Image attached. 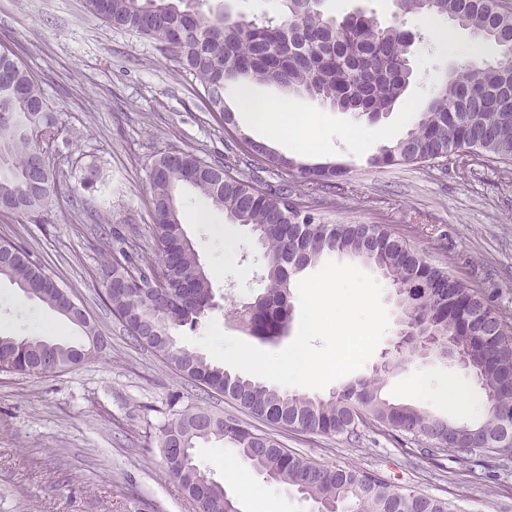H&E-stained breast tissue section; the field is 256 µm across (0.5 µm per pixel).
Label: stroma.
<instances>
[{"label": "stroma", "instance_id": "1", "mask_svg": "<svg viewBox=\"0 0 512 512\" xmlns=\"http://www.w3.org/2000/svg\"><path fill=\"white\" fill-rule=\"evenodd\" d=\"M323 9L339 18L371 12L382 24L397 23L414 33V78L394 111L374 123L360 113L295 96L297 109L312 113L320 124L322 151L305 157V164L346 168L345 193L314 194L273 167L262 172V179L288 184L291 202L317 209L331 223L385 225L428 261L483 289L493 308L512 318V165L479 160L461 170L429 162L368 163L387 145L380 132L395 140L406 136L397 125L399 112H423L448 71L464 64L469 54H476L479 65L492 66L501 61V50L462 28L456 31V48L439 44L419 18H398L394 0H323ZM0 44L10 46L37 76L62 126V144L52 156L59 181L51 204L33 220L0 214V240L20 245L38 260L104 340L101 353L75 367L30 375L0 372V512H194L166 472L156 445L159 428L171 419L174 404L224 417L242 411L222 396L201 393L133 340L113 319L99 272L104 255L120 240L133 248L136 259L157 260L148 235L153 222L149 173L163 153L182 150L208 162L230 163L240 177L253 172L237 162L236 143L206 108L192 75L154 41L88 15L83 0H0ZM92 168L98 172L97 187L87 192L81 182ZM198 206V200H186L181 216L217 289L211 319L259 349L281 350L295 337L298 320H291L283 336L263 341L229 313L263 289L255 279L258 247L246 227L230 223L218 208H209L206 221L198 222ZM106 210L112 215L108 224L99 219ZM229 237L236 248L228 258L224 244ZM246 253L252 259L245 263ZM382 302L390 326L373 355L321 389V396L376 377L400 327L391 288H384ZM0 336L72 344L85 339L79 326L24 297L5 279L0 280ZM448 376L481 394L467 371L430 356L385 376L382 396L452 423L471 421V414L410 390L413 379L434 386ZM272 434L285 448L320 464L378 472L396 489L447 499L460 512H512V465L491 472L484 464L450 457L412 460L407 448L386 434L356 444L283 428ZM195 453L235 498L239 512L252 507L225 481L228 458L250 471L276 512H313L311 502L296 492L251 472L231 446L203 442Z\"/></svg>", "mask_w": 512, "mask_h": 512}]
</instances>
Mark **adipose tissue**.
<instances>
[{
	"mask_svg": "<svg viewBox=\"0 0 512 512\" xmlns=\"http://www.w3.org/2000/svg\"><path fill=\"white\" fill-rule=\"evenodd\" d=\"M237 112L243 114L252 126L273 134H287L288 145L299 154L320 151L316 122L308 113L298 111L292 103L279 100L272 104L257 103L248 83H241L234 101Z\"/></svg>",
	"mask_w": 512,
	"mask_h": 512,
	"instance_id": "ef3b65f1",
	"label": "adipose tissue"
}]
</instances>
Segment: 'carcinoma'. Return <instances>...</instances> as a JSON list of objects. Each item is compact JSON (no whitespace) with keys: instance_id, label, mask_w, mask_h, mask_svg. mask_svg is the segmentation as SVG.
<instances>
[{"instance_id":"carcinoma-1","label":"carcinoma","mask_w":512,"mask_h":512,"mask_svg":"<svg viewBox=\"0 0 512 512\" xmlns=\"http://www.w3.org/2000/svg\"><path fill=\"white\" fill-rule=\"evenodd\" d=\"M184 0H85L90 15L158 43L195 78L204 98L242 152L239 162L260 170H288L292 160L265 145L235 135L233 112L209 90L247 81L290 94H306L330 107L384 114L392 110L413 78L405 63L403 32L356 12L330 18L310 0H280L275 16L247 19L227 12L206 15ZM400 16L433 13L496 44L503 60L495 66L466 65L452 73L405 137L372 159L376 165L423 163L473 156L512 162V6L506 0H400ZM58 137V118L31 70L0 46V204L34 218L52 198L58 174L40 146ZM298 179L315 193L341 189L340 168L298 166ZM189 189L250 228L263 250V294L240 315L263 340H273L291 320L294 275L337 253L373 264L396 290L401 321L446 359L448 346L468 358L467 368L485 391L482 419L456 424L381 397L379 378L362 379L309 397L238 375L203 355L176 345L172 332L197 323L213 306L214 284L200 263L181 220V191ZM153 206L150 233L160 253L138 262L124 249L112 251L101 280L118 287L104 294L112 316L139 344L163 357L203 391L224 396L251 417L271 426L360 439L363 432L395 431L421 446L420 454L452 456L462 463L512 448L502 420L512 418V326L503 322L490 297L469 288L446 267L429 263L381 224H328L310 209L300 215L288 201V185L244 180L220 161L206 163L187 152L157 159L149 177ZM57 311L64 299L46 288L41 265L15 244L0 241V278ZM422 345L404 343L384 371L405 368ZM91 357L84 344L52 343L36 337L0 336L4 371L30 374L75 366ZM239 450L268 480L311 501L318 512H456L446 499L404 493L378 474L351 467H326L288 452L271 434L236 417L185 409L160 427L158 444L168 474L194 503L195 512H238L236 502L195 461L201 441Z\"/></svg>"}]
</instances>
